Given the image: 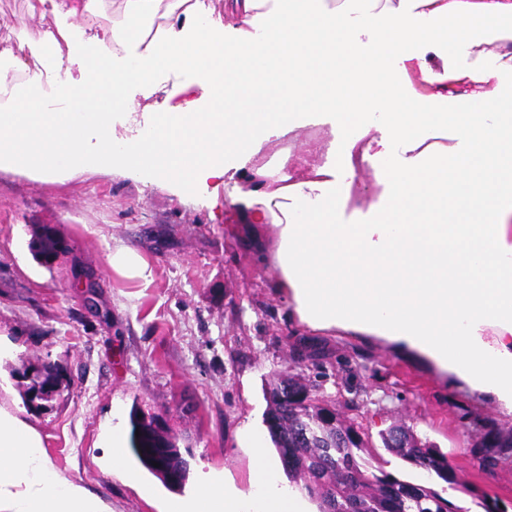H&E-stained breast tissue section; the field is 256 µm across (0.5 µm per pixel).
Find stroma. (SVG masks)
I'll list each match as a JSON object with an SVG mask.
<instances>
[{"mask_svg": "<svg viewBox=\"0 0 512 512\" xmlns=\"http://www.w3.org/2000/svg\"><path fill=\"white\" fill-rule=\"evenodd\" d=\"M329 127L308 115L262 154L267 170L285 147L320 153ZM245 184L239 174L183 200L109 172L52 183L0 169V408L34 426L49 465L112 512H161L173 488L147 500L108 470L113 424L151 420L189 479L211 472L245 492L252 451L239 436L262 423L265 380L297 372L346 420L374 434L409 426L464 480L512 504V447L485 445L512 421L382 340L302 324L278 286L276 229L250 223L237 200ZM120 245L140 253L144 276L112 269ZM300 344L329 353L323 369L295 364ZM47 376L55 398L44 402L32 386Z\"/></svg>", "mask_w": 512, "mask_h": 512, "instance_id": "35a3bbf8", "label": "stroma"}]
</instances>
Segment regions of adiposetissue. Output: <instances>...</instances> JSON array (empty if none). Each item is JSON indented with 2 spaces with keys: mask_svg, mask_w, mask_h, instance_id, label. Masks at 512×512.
<instances>
[{
  "mask_svg": "<svg viewBox=\"0 0 512 512\" xmlns=\"http://www.w3.org/2000/svg\"><path fill=\"white\" fill-rule=\"evenodd\" d=\"M54 25L17 77H0V169L45 182L117 171L177 192L225 178L313 112L332 121L343 168L306 166L239 190L252 223L278 231L275 264L303 324L371 336L433 364L475 403L512 419V54L491 67L437 70L462 48L485 55L489 36L512 28V0H234L233 19L201 0H31ZM111 13L79 38L74 21ZM155 31L143 30L144 21ZM175 69L184 86L164 105L134 103L133 86L160 87ZM427 85L420 93L412 79ZM463 79L480 92L454 94ZM140 115L118 133L116 112ZM370 168V197L357 180ZM356 223L337 221L346 207ZM252 448L250 494L208 476L166 512H306L282 483L265 431ZM0 512H109L59 475L40 433L0 409Z\"/></svg>",
  "mask_w": 512,
  "mask_h": 512,
  "instance_id": "obj_1",
  "label": "adipose tissue"
}]
</instances>
